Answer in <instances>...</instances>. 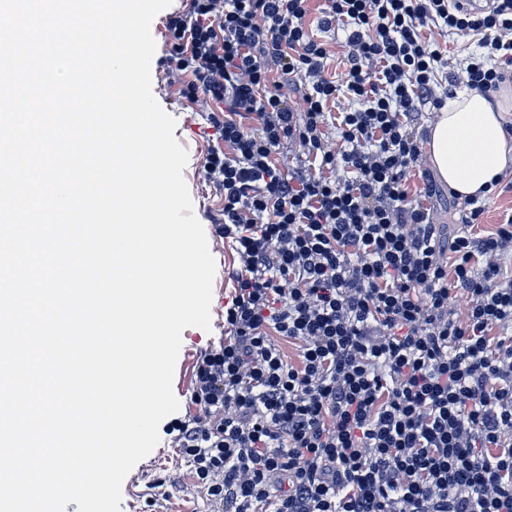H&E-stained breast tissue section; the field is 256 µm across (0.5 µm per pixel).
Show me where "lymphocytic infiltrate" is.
<instances>
[{"label":"lymphocytic infiltrate","mask_w":512,"mask_h":512,"mask_svg":"<svg viewBox=\"0 0 512 512\" xmlns=\"http://www.w3.org/2000/svg\"><path fill=\"white\" fill-rule=\"evenodd\" d=\"M309 13L310 0H190L168 18L182 96L222 116L204 166L237 258L224 340L194 366L197 410L168 430L223 512H512V212L479 231L471 198L437 224L408 184L417 121L442 105L443 50L423 28L496 55L460 77L489 96L512 70V0H325L320 26L349 29L338 81ZM302 80L299 113L288 90ZM342 92L359 106L331 151ZM286 144L302 158L289 169ZM357 107L358 104L356 101H353L349 97L344 96L342 93H339V96L338 98H336L335 102H331L329 104V107L326 110V112H332V118L328 116V121L327 125L325 126V130L328 133V140L331 144H333V147L336 143V140H339V131L336 129V126H338L337 120L334 121L333 116L338 117L337 112H348L350 111V109L353 110L354 108Z\"/></svg>","instance_id":"1"}]
</instances>
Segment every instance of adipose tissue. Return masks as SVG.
<instances>
[{"mask_svg": "<svg viewBox=\"0 0 512 512\" xmlns=\"http://www.w3.org/2000/svg\"><path fill=\"white\" fill-rule=\"evenodd\" d=\"M436 176L459 197L482 196L512 168V94L490 100L464 89L450 94L427 131Z\"/></svg>", "mask_w": 512, "mask_h": 512, "instance_id": "ef3b65f1", "label": "adipose tissue"}]
</instances>
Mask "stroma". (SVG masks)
Segmentation results:
<instances>
[{
    "instance_id": "35a3bbf8",
    "label": "stroma",
    "mask_w": 512,
    "mask_h": 512,
    "mask_svg": "<svg viewBox=\"0 0 512 512\" xmlns=\"http://www.w3.org/2000/svg\"><path fill=\"white\" fill-rule=\"evenodd\" d=\"M156 51L151 63L152 92L161 107L177 121L174 136L188 153L183 171L193 209L202 224L210 251L216 262V275L211 306V328L189 327L182 332V353L192 354L224 339V298L231 290L226 277L234 252L213 226L223 207L224 193L203 168L210 148L223 147L224 142L210 121V106L190 102L178 92L172 73L176 62L172 47L165 37L155 39ZM444 62L437 67L436 92L448 94V76L457 72L466 58L481 55L476 38L453 32L440 39ZM121 512H217L195 484L191 466L173 443L172 435L161 433L157 447L127 475L122 485Z\"/></svg>"
}]
</instances>
